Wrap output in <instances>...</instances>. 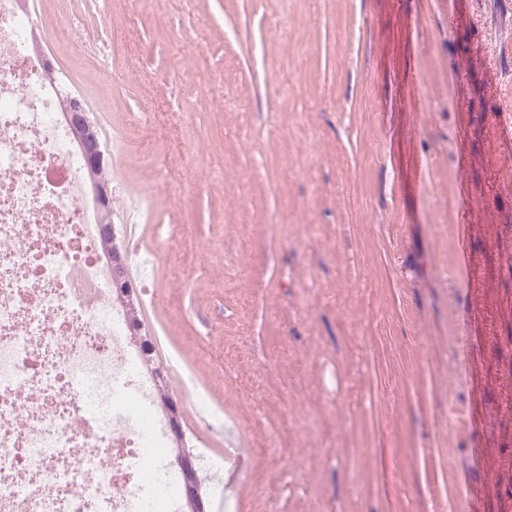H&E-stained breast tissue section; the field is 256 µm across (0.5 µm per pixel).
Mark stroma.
<instances>
[{
    "label": "stroma",
    "mask_w": 512,
    "mask_h": 512,
    "mask_svg": "<svg viewBox=\"0 0 512 512\" xmlns=\"http://www.w3.org/2000/svg\"><path fill=\"white\" fill-rule=\"evenodd\" d=\"M29 3L112 44L117 80L55 65L110 149L127 263L153 261L139 319L187 446L233 474L208 496L503 512L512 0Z\"/></svg>",
    "instance_id": "1"
}]
</instances>
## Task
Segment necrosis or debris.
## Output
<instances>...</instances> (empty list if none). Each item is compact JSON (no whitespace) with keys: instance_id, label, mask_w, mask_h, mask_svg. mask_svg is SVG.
Returning a JSON list of instances; mask_svg holds the SVG:
<instances>
[{"instance_id":"necrosis-or-debris-1","label":"necrosis or debris","mask_w":512,"mask_h":512,"mask_svg":"<svg viewBox=\"0 0 512 512\" xmlns=\"http://www.w3.org/2000/svg\"><path fill=\"white\" fill-rule=\"evenodd\" d=\"M36 34L84 47L74 23L0 0V512H169L151 404L112 392L136 356Z\"/></svg>"}]
</instances>
